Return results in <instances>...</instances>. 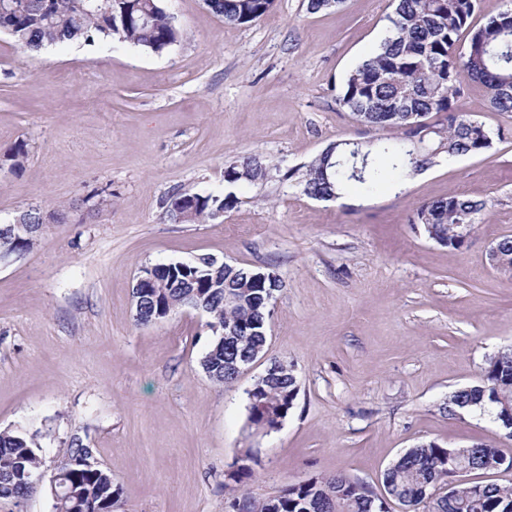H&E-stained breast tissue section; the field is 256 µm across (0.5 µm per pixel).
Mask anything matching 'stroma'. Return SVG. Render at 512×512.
Here are the masks:
<instances>
[{
    "instance_id": "stroma-1",
    "label": "stroma",
    "mask_w": 512,
    "mask_h": 512,
    "mask_svg": "<svg viewBox=\"0 0 512 512\" xmlns=\"http://www.w3.org/2000/svg\"><path fill=\"white\" fill-rule=\"evenodd\" d=\"M163 5L183 36L160 53L98 41L29 56L0 33V153L29 148L23 171L0 170V224L32 206L48 216L30 250L0 261V430L34 437L45 477L0 512H55L47 479L76 438L111 471L123 512H230L225 476L245 448L259 500L336 472L381 493L384 470L426 440L512 457L492 419L442 410L512 346V275L486 259L512 237V113L462 81L459 111L498 135L487 154L443 153L401 187L311 199L289 171L330 143L392 135L336 102L391 0L315 14L276 0L240 26L204 0ZM251 153L270 177L238 188L236 209L170 221L172 196L223 193L225 167ZM453 192L486 203L458 248L409 221ZM206 256L284 282L264 357L224 385L201 366L206 316L184 307L140 326L132 300L143 268ZM274 360L300 391L280 428L256 435L247 392Z\"/></svg>"
}]
</instances>
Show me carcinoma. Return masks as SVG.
Wrapping results in <instances>:
<instances>
[{
    "label": "carcinoma",
    "instance_id": "carcinoma-1",
    "mask_svg": "<svg viewBox=\"0 0 512 512\" xmlns=\"http://www.w3.org/2000/svg\"><path fill=\"white\" fill-rule=\"evenodd\" d=\"M207 7L227 25H245L268 14L275 0H205ZM480 0H393L386 16V32L376 50L362 60L342 82L337 103L360 122L400 132V136L361 146L357 154L347 143L336 144L329 158L314 157L289 174L301 192L316 200L339 198L355 188L371 193L390 184V177L404 180L434 163L440 145L448 156L484 155L493 146L492 133L477 120L457 110L462 80L482 84L492 108L512 112V8L491 15L472 27ZM469 31L467 44L460 43ZM0 32L8 34L26 53L50 46L97 39L115 40L142 52L160 53L177 43L181 29L157 0H0ZM444 116L446 124L432 131L424 119ZM29 150L18 142L0 155L8 170H23ZM269 173L257 155H249L224 168L229 191L222 195L181 194L173 197L167 213L182 224H201L219 210L237 208L240 198L231 188L255 184ZM483 201L450 193L445 198L417 206L412 224H430L435 235L457 247L465 224L477 223ZM36 235L0 234V248L25 251ZM162 288L143 297L138 323L146 325L157 314L195 304L205 310L215 333L231 336L227 342L214 337L202 360L210 379L226 384L235 380L230 365L264 352L265 324L270 306L283 287L272 270L240 264L198 262L183 268L172 264ZM499 270L512 273V238L501 240ZM267 279L258 281L255 275ZM249 427L258 431L287 417L298 397L292 365L280 368L254 387ZM443 410L487 411L499 424L512 410V347L486 361L481 378L448 396ZM477 471L512 468V457L484 443L466 448H446L425 441L408 449L385 470V491L407 512H512V488L483 484L474 492L470 484L456 486L454 495L429 496L448 480L452 458ZM41 459L32 438L21 432L0 431V499L19 501L42 482ZM57 495L56 512H112L120 498L112 473L92 460L89 448L71 442L50 479ZM369 490L342 474L313 477L286 486L262 502L247 494L234 498L232 512H370Z\"/></svg>",
    "mask_w": 512,
    "mask_h": 512
}]
</instances>
